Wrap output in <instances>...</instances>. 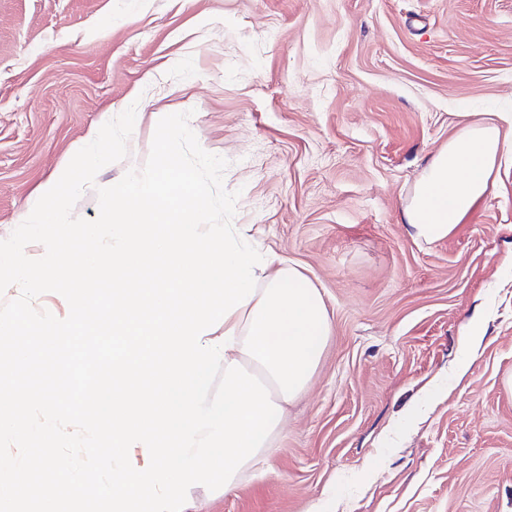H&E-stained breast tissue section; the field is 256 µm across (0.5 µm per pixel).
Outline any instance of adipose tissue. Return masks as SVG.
<instances>
[{"mask_svg": "<svg viewBox=\"0 0 512 512\" xmlns=\"http://www.w3.org/2000/svg\"><path fill=\"white\" fill-rule=\"evenodd\" d=\"M512 152V122L488 119L461 126L424 168L404 219L416 240H442L500 181L499 160Z\"/></svg>", "mask_w": 512, "mask_h": 512, "instance_id": "1", "label": "adipose tissue"}]
</instances>
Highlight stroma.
Instances as JSON below:
<instances>
[{
    "label": "stroma",
    "instance_id": "stroma-1",
    "mask_svg": "<svg viewBox=\"0 0 512 512\" xmlns=\"http://www.w3.org/2000/svg\"><path fill=\"white\" fill-rule=\"evenodd\" d=\"M132 105L74 216L190 112L234 224L331 322L271 448L184 512H512V163L448 237L403 221L464 120L512 111V0H0V236Z\"/></svg>",
    "mask_w": 512,
    "mask_h": 512
}]
</instances>
